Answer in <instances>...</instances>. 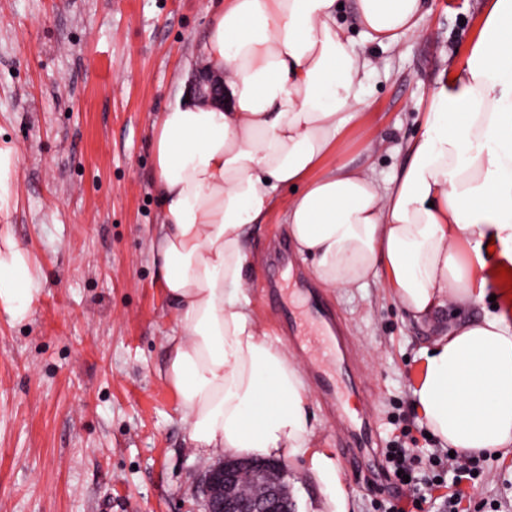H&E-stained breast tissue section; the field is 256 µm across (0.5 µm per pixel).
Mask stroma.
Returning <instances> with one entry per match:
<instances>
[{
  "instance_id": "obj_1",
  "label": "stroma",
  "mask_w": 512,
  "mask_h": 512,
  "mask_svg": "<svg viewBox=\"0 0 512 512\" xmlns=\"http://www.w3.org/2000/svg\"><path fill=\"white\" fill-rule=\"evenodd\" d=\"M208 0H0V145L19 151L0 232L29 249L46 287L28 320L0 317V512H203L195 494L205 465L187 441L177 397L163 376L174 324L150 239L159 222L151 126L195 71L214 16ZM483 0H427L418 36L363 43L372 65L360 86L371 114L353 125L341 162L371 166L387 183L408 163L420 113L436 83L465 54ZM279 216L255 225L245 274L263 322L306 334L320 315L349 338L332 368V341L297 345L313 426L332 449L350 512H381L412 486L357 472L346 442L370 427L386 447L395 424L425 423L412 391L438 331L481 316L490 302L409 319L375 280L335 291L291 255ZM317 296L322 310L309 302ZM332 369L339 412L312 385ZM471 498L512 512V452L488 460Z\"/></svg>"
}]
</instances>
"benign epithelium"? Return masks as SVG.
<instances>
[{
    "label": "benign epithelium",
    "mask_w": 512,
    "mask_h": 512,
    "mask_svg": "<svg viewBox=\"0 0 512 512\" xmlns=\"http://www.w3.org/2000/svg\"><path fill=\"white\" fill-rule=\"evenodd\" d=\"M204 97L224 98V78L208 72L198 86ZM280 461L263 462L220 458L197 482L205 512H297Z\"/></svg>",
    "instance_id": "7a95c632"
}]
</instances>
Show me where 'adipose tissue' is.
<instances>
[{"instance_id": "obj_1", "label": "adipose tissue", "mask_w": 512, "mask_h": 512, "mask_svg": "<svg viewBox=\"0 0 512 512\" xmlns=\"http://www.w3.org/2000/svg\"><path fill=\"white\" fill-rule=\"evenodd\" d=\"M339 2L211 0L198 58L223 76L224 100L181 88L152 136V257L175 315L165 379L191 446L204 461L304 459L320 487L315 512H348V492L330 450L314 445L299 360L252 302L248 228L285 201L281 221L322 287L383 276L418 322L483 301L512 269V0H485L463 62L430 95L408 164L383 186L369 168L327 163L367 117L368 61ZM352 9L364 42L390 46L419 33L427 3ZM44 287L25 247L0 245V314L27 320ZM413 399L442 446L511 452L512 306L438 334Z\"/></svg>"}]
</instances>
